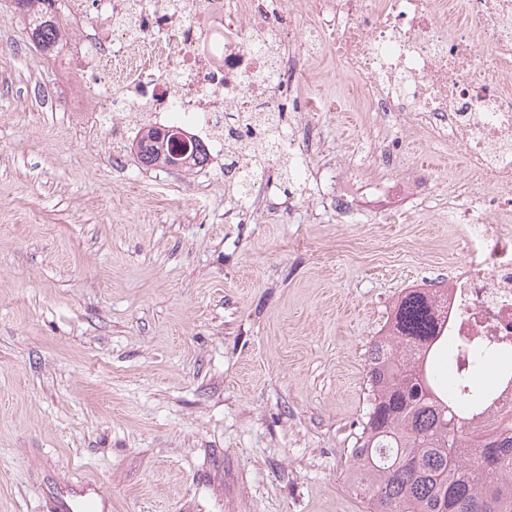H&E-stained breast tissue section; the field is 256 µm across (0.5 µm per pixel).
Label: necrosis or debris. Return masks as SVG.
<instances>
[{
  "instance_id": "4bbe7bcc",
  "label": "necrosis or debris",
  "mask_w": 512,
  "mask_h": 512,
  "mask_svg": "<svg viewBox=\"0 0 512 512\" xmlns=\"http://www.w3.org/2000/svg\"><path fill=\"white\" fill-rule=\"evenodd\" d=\"M56 22L80 111L101 123L137 113L140 128L223 154L237 175L251 162L231 153L240 136L225 114L318 111L297 88L326 44L384 130L368 167L404 166L408 133L464 157L463 180L425 195L447 200L449 221L465 227L461 251L475 254L448 276L454 375L468 373L473 347L512 348V0H65ZM285 38L298 51L275 58ZM506 430L512 379L470 420L479 440Z\"/></svg>"
}]
</instances>
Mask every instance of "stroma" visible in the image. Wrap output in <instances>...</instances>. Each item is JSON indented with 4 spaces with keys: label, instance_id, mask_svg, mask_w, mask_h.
<instances>
[{
    "label": "stroma",
    "instance_id": "1",
    "mask_svg": "<svg viewBox=\"0 0 512 512\" xmlns=\"http://www.w3.org/2000/svg\"><path fill=\"white\" fill-rule=\"evenodd\" d=\"M308 66L313 144L229 223L223 156L143 167L133 114L76 112L0 0V512H367L346 473L370 345L399 297L466 258L442 203L374 223L377 183L402 173L356 167L375 119L334 57ZM402 147L417 185L447 177L420 137Z\"/></svg>",
    "mask_w": 512,
    "mask_h": 512
}]
</instances>
